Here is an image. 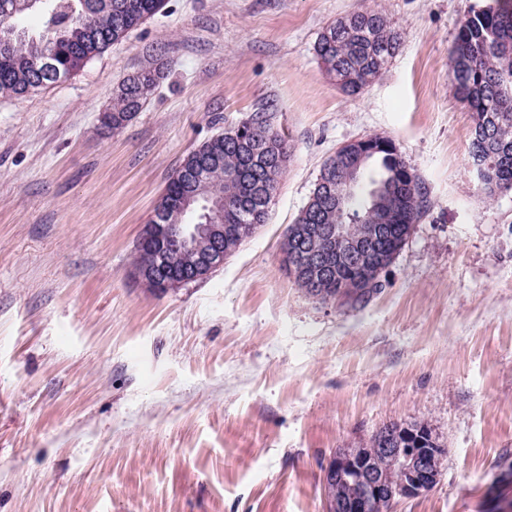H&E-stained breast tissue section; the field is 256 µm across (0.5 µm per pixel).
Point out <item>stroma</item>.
Here are the masks:
<instances>
[{"mask_svg": "<svg viewBox=\"0 0 512 512\" xmlns=\"http://www.w3.org/2000/svg\"><path fill=\"white\" fill-rule=\"evenodd\" d=\"M495 0H168L67 81L0 96V512H327L323 468L381 426L421 422L437 485L390 512L512 500V189L486 195L448 57ZM383 11L399 54L344 94L314 52ZM164 71L106 133L128 77ZM266 108L291 157L266 224L207 278L164 294L136 242L184 157ZM373 135L427 210L380 291L322 302L282 245L323 162Z\"/></svg>", "mask_w": 512, "mask_h": 512, "instance_id": "obj_1", "label": "stroma"}]
</instances>
